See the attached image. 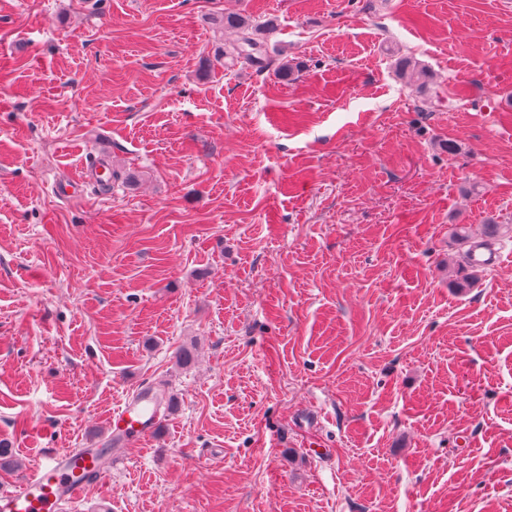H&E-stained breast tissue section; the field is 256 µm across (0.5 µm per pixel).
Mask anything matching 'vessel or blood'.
Instances as JSON below:
<instances>
[{"mask_svg":"<svg viewBox=\"0 0 512 512\" xmlns=\"http://www.w3.org/2000/svg\"><path fill=\"white\" fill-rule=\"evenodd\" d=\"M107 157L104 150L93 155L79 176L56 184L54 193L69 197L89 184L110 192L112 171ZM161 418L150 397L133 394L108 422L107 447L55 450L18 486L0 491V512H63L86 488L101 483L110 461L122 460L124 449L157 433Z\"/></svg>","mask_w":512,"mask_h":512,"instance_id":"b4317fda","label":"vessel or blood"}]
</instances>
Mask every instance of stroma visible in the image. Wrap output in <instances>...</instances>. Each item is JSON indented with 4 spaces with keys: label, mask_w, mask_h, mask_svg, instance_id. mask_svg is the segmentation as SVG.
<instances>
[{
    "label": "stroma",
    "mask_w": 512,
    "mask_h": 512,
    "mask_svg": "<svg viewBox=\"0 0 512 512\" xmlns=\"http://www.w3.org/2000/svg\"><path fill=\"white\" fill-rule=\"evenodd\" d=\"M102 145L111 196H54ZM490 218L512 0H0V489L162 381L69 512H512V235L456 286ZM224 30L232 31L235 36L233 42L224 47V59L256 67L260 71L269 65L262 54V40L268 30L267 25L257 23L244 13L224 14ZM396 72L409 87L415 90L423 88L431 78L428 69L419 62L400 56L395 62Z\"/></svg>",
    "instance_id": "stroma-1"
}]
</instances>
